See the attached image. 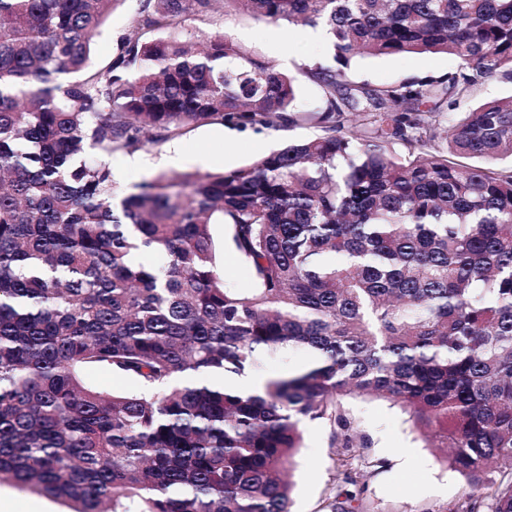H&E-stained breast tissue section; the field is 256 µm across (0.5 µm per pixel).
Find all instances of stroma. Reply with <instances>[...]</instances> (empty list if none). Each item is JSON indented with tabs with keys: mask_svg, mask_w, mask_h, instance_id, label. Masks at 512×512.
Listing matches in <instances>:
<instances>
[{
	"mask_svg": "<svg viewBox=\"0 0 512 512\" xmlns=\"http://www.w3.org/2000/svg\"><path fill=\"white\" fill-rule=\"evenodd\" d=\"M141 0H121L104 21L96 38L91 61L104 66L114 56L123 37L133 31ZM193 32L214 33L230 28L237 41L262 54L283 71L298 75L296 105L310 113L318 109L321 90L307 68L332 61L329 41L314 37L311 27L265 23L245 16L193 17ZM458 62L448 56L403 55L358 57L347 71L349 81L378 88L413 78L440 76L455 70ZM316 122L305 120L285 127L261 125L238 128L211 124L186 136L139 150L140 166H129L128 153L108 157L116 190L130 193L136 185L161 172L216 173L236 169L286 144L320 134ZM345 410L359 431L372 440L371 447L352 449L350 455L364 474L365 504L369 512H442L449 503L469 493L457 473L448 469L439 449L430 447L407 413L373 397H347ZM303 446L292 473V512H328V504L340 489V455L329 446V429L318 421L302 425Z\"/></svg>",
	"mask_w": 512,
	"mask_h": 512,
	"instance_id": "stroma-1",
	"label": "stroma"
}]
</instances>
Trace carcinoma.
<instances>
[{
  "label": "carcinoma",
  "instance_id": "carcinoma-1",
  "mask_svg": "<svg viewBox=\"0 0 512 512\" xmlns=\"http://www.w3.org/2000/svg\"><path fill=\"white\" fill-rule=\"evenodd\" d=\"M119 2L0 0V484L72 512H292L301 423L369 448L341 399L371 396L479 490L445 512H512V96L440 120L512 78V0H143L94 68ZM221 12L326 30L334 65L308 70L322 133L114 192L89 152L295 123L294 76L185 27ZM359 54L459 65L370 88L346 79ZM214 224L250 287H224ZM289 348L315 365L258 390L209 381ZM90 368L135 388L100 390ZM342 482L331 512H364L361 471ZM141 3V0H124L111 10L92 48L93 65L102 67L117 53L121 39L129 36L134 29ZM512 95V83L508 80L492 77L473 87L468 104L500 99Z\"/></svg>",
  "mask_w": 512,
  "mask_h": 512
}]
</instances>
